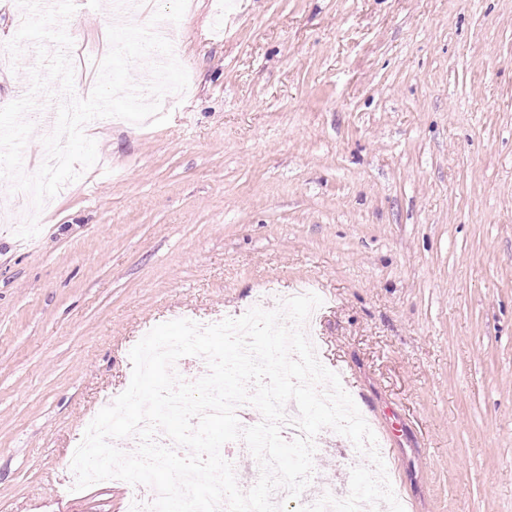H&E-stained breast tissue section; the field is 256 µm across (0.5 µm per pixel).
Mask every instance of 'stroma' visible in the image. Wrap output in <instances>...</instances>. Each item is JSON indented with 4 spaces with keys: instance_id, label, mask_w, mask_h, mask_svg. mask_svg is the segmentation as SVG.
<instances>
[{
    "instance_id": "1",
    "label": "stroma",
    "mask_w": 512,
    "mask_h": 512,
    "mask_svg": "<svg viewBox=\"0 0 512 512\" xmlns=\"http://www.w3.org/2000/svg\"><path fill=\"white\" fill-rule=\"evenodd\" d=\"M109 16L76 0L67 27ZM176 30L168 122L92 124L36 236L0 180V512H125L65 464L131 347L304 287L405 512H512V0H188ZM36 62L0 67L1 104ZM319 436V484L368 464Z\"/></svg>"
}]
</instances>
